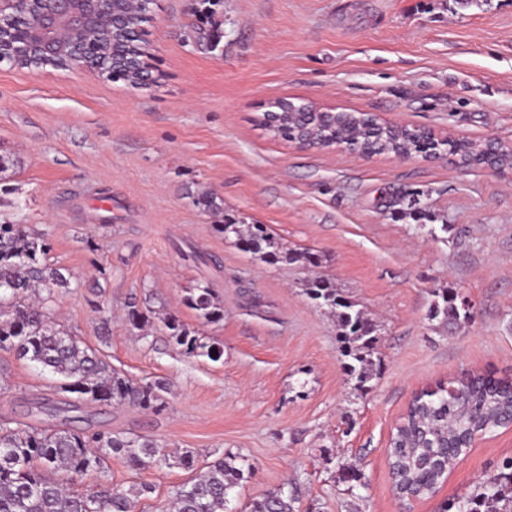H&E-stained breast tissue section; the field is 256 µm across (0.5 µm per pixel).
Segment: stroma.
<instances>
[{
    "mask_svg": "<svg viewBox=\"0 0 512 512\" xmlns=\"http://www.w3.org/2000/svg\"><path fill=\"white\" fill-rule=\"evenodd\" d=\"M155 0L143 29L153 81L136 88L79 67L34 72L0 63V219L44 233L51 259L82 286L57 317L118 370L162 380L161 411L93 406L113 434L224 453L253 465L228 497L249 512L268 491L296 489L299 512H435L512 456V427L461 455L434 498L403 506L388 446L412 395L468 374L512 379V169L457 156L360 155L302 148L260 125L275 100L364 112L379 122L475 143L512 145V0ZM209 45L197 44L196 26ZM207 191L223 214L197 207ZM418 197L425 228L395 200ZM264 224L315 267L264 263L216 231L224 217ZM325 276L376 322L380 371L348 381L336 324L303 291ZM211 283L224 318L203 323L184 298ZM472 301L456 330L430 318L434 294ZM137 302L143 328L126 319ZM111 315L102 337V315ZM174 315L220 361L188 357L161 323ZM0 416L52 378L0 351ZM355 465L361 484L339 479ZM191 477L173 466L134 472L109 462L110 485L145 482L140 512H159Z\"/></svg>",
    "mask_w": 512,
    "mask_h": 512,
    "instance_id": "35a3bbf8",
    "label": "stroma"
}]
</instances>
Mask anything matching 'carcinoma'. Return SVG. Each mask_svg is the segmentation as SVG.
<instances>
[{
	"instance_id": "cac0c4a2",
	"label": "carcinoma",
	"mask_w": 512,
	"mask_h": 512,
	"mask_svg": "<svg viewBox=\"0 0 512 512\" xmlns=\"http://www.w3.org/2000/svg\"><path fill=\"white\" fill-rule=\"evenodd\" d=\"M311 125L338 145L358 141L370 153H384L408 146L419 150L425 136L413 129L400 140L373 120L338 112L336 116L297 113L277 130L288 139L297 126ZM448 151L467 167L487 163L478 146L466 141L449 143ZM218 232L267 263L313 264L310 251H293L280 242L265 224H241L231 218L217 225ZM51 247L44 236L25 224L0 223V351L35 364L60 381L59 390L72 397L32 402L33 414L45 422L0 419V512H137L139 500L150 497L153 487L134 483L128 488L100 484L84 491L69 486L90 471L107 477L108 463L123 458L133 471L176 465L194 471L193 451L170 456L149 438L114 435L89 426L76 428L77 413L100 402L116 406L152 409L165 407V385L142 383L112 367L99 350L86 344L72 329L55 319L59 290L71 288L74 276L50 260ZM307 294L336 318L343 343L345 369L359 388L377 374L373 360L376 326L358 304L346 297L328 278L307 282ZM187 305L207 323L224 319V306L211 286L189 290ZM429 316L441 318L448 329L471 318L470 304L451 291L441 293ZM173 343L187 356H206L217 361L222 350L203 342L186 324L173 316L161 318ZM512 401V382L480 376L467 382L439 384L423 392L411 405L403 423L394 429L388 448L396 490H408L430 498L443 481L442 472L430 462L457 456L453 445L463 436L494 421ZM248 459L227 453L176 488L168 512H224L229 492L251 472ZM298 498L282 489L266 494L250 512H298ZM435 512H512V457L500 472L476 489L451 502H441Z\"/></svg>"
}]
</instances>
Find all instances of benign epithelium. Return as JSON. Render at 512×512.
Here are the masks:
<instances>
[{
    "instance_id": "obj_1",
    "label": "benign epithelium",
    "mask_w": 512,
    "mask_h": 512,
    "mask_svg": "<svg viewBox=\"0 0 512 512\" xmlns=\"http://www.w3.org/2000/svg\"><path fill=\"white\" fill-rule=\"evenodd\" d=\"M142 0H0V36L7 34L10 52H0V62L12 64L26 58L30 68L39 71L64 57L68 67H82L106 80L122 76L134 78V86L144 88L153 80L146 62V51L138 47L133 55L85 38L83 32L92 22H106L111 31L124 34ZM296 112L318 113L308 103L282 99L265 112V129L275 132L279 118ZM448 153V139L431 136L424 156L437 158Z\"/></svg>"
}]
</instances>
